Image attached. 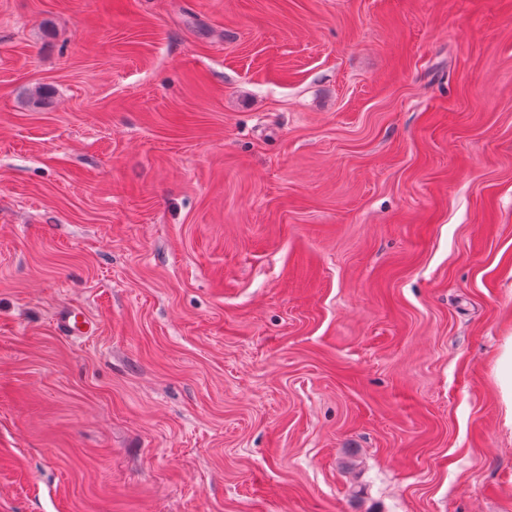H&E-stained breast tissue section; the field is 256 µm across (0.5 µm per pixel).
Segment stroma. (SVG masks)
Instances as JSON below:
<instances>
[{"instance_id":"obj_1","label":"stroma","mask_w":512,"mask_h":512,"mask_svg":"<svg viewBox=\"0 0 512 512\" xmlns=\"http://www.w3.org/2000/svg\"><path fill=\"white\" fill-rule=\"evenodd\" d=\"M507 336L512 0H0V512H512ZM58 328L66 336H82L88 325L86 318L72 310H62L57 319ZM496 372L504 408V425L512 428V336H508L502 344Z\"/></svg>"}]
</instances>
